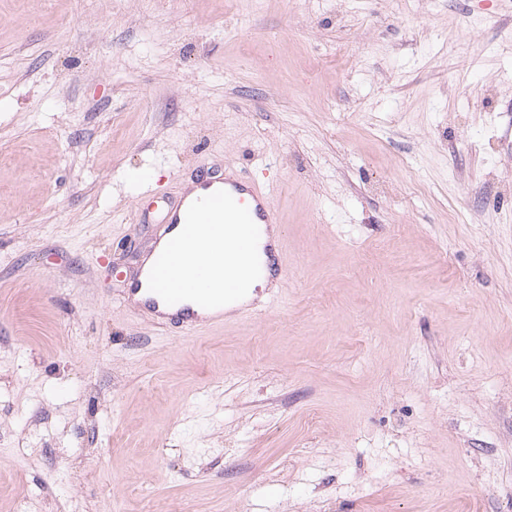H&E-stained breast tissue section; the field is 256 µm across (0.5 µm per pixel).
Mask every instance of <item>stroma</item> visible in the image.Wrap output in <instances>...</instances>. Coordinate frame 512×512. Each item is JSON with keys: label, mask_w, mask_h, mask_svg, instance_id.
Returning a JSON list of instances; mask_svg holds the SVG:
<instances>
[{"label": "stroma", "mask_w": 512, "mask_h": 512, "mask_svg": "<svg viewBox=\"0 0 512 512\" xmlns=\"http://www.w3.org/2000/svg\"><path fill=\"white\" fill-rule=\"evenodd\" d=\"M511 160L512 0H0V512H512ZM204 164L288 278L181 335ZM195 189L200 192L190 197ZM273 196L272 187L252 181L232 166L224 173L199 176L177 201H165L160 207L150 202L141 215L158 226L155 244L149 265L140 268L127 288V300L150 311L162 326H182L185 334L219 326L227 305L246 290L245 274L254 267L257 240L282 224ZM203 224H223L224 235H231L232 224L236 225L234 236L225 240L233 249L230 258L224 257V239H215V225ZM202 245L208 253L197 273L179 274L177 260ZM283 238H277L275 243L267 242L263 246V252L266 255L265 268L268 276L279 275L283 281L286 276V268L283 261Z\"/></svg>", "instance_id": "1"}]
</instances>
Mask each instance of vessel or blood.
Here are the masks:
<instances>
[{
	"label": "vessel or blood",
	"instance_id": "obj_1",
	"mask_svg": "<svg viewBox=\"0 0 512 512\" xmlns=\"http://www.w3.org/2000/svg\"><path fill=\"white\" fill-rule=\"evenodd\" d=\"M195 187V196L152 202L143 210V218L157 224L158 231L149 265L140 268L126 293L159 324L180 325L188 334L223 323L227 305L245 291L255 245L263 247L268 274L286 273L283 239L263 240L281 221L272 187L233 167L199 176ZM220 224L236 227L229 243L216 239ZM198 251L203 257L197 273H180L178 259Z\"/></svg>",
	"mask_w": 512,
	"mask_h": 512
}]
</instances>
